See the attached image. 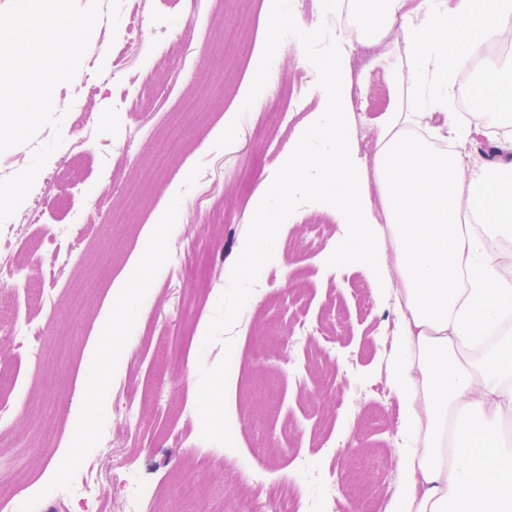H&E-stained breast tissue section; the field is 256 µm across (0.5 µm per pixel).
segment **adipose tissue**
I'll return each mask as SVG.
<instances>
[{"label":"adipose tissue","mask_w":512,"mask_h":512,"mask_svg":"<svg viewBox=\"0 0 512 512\" xmlns=\"http://www.w3.org/2000/svg\"><path fill=\"white\" fill-rule=\"evenodd\" d=\"M365 44L403 42L404 67L391 71L416 109L382 115L374 158L389 221L368 216V183L356 163L343 50L317 62L325 102L309 129L317 151L295 146L267 178L255 203V233L276 234L274 217L295 192L330 197L355 230L346 251L364 265L394 252L395 355L390 382L402 407L406 449L385 512H512V268L486 237H512V141L490 166H473L461 146L512 123V56L473 76L482 107L455 111L449 58H480L488 41L512 30V0H336ZM445 130L451 151L410 136L423 118ZM473 215L476 234L461 221Z\"/></svg>","instance_id":"adipose-tissue-1"}]
</instances>
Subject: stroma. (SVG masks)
Returning <instances> with one entry per match:
<instances>
[{
	"mask_svg": "<svg viewBox=\"0 0 512 512\" xmlns=\"http://www.w3.org/2000/svg\"><path fill=\"white\" fill-rule=\"evenodd\" d=\"M244 8L242 50L212 58L221 36L214 18L231 25ZM274 8L304 24V50L292 32L271 31ZM134 11L144 33L129 41ZM332 14L326 0H103L76 78L53 91L63 142L10 218L23 223L47 177L65 172L59 188L72 207L45 204L25 253L48 299L35 308L22 287L11 294L23 328L44 339L10 343V388L0 393L13 415L0 430L10 443L0 450V486L10 490L13 512H28L33 493L57 512L60 486L82 464H94L93 480L111 481L130 454L116 431L129 404L140 414L137 462L148 487L162 490L165 512H196L216 491L223 512H275L273 496L256 495L253 485L282 479L318 512H360L366 500L385 512L399 476L401 404L388 379L395 305L371 268L344 256L341 212L323 195L294 202L277 216L275 238L260 243L257 271L231 273L252 237L263 181L323 107L317 81L300 83L298 72L316 73L315 59L336 38L326 26ZM114 44L121 59L101 55ZM385 65L352 74L347 121L367 168L363 149L375 145L376 121L390 106ZM77 112L87 115L80 130L72 127ZM167 133L183 143L158 171L153 157ZM317 219L323 238L297 251ZM59 250L71 252L68 265L52 264ZM149 254L153 271L126 296L129 270ZM123 300L129 310L108 390L91 442L73 462L85 380ZM304 328L325 350L324 364L301 339ZM213 383L224 400L219 429L201 405ZM204 457L222 460L223 472L202 468L196 498L186 501L178 468ZM353 479L365 500H329V484Z\"/></svg>",
	"mask_w": 512,
	"mask_h": 512,
	"instance_id": "35a3bbf8",
	"label": "stroma"
}]
</instances>
